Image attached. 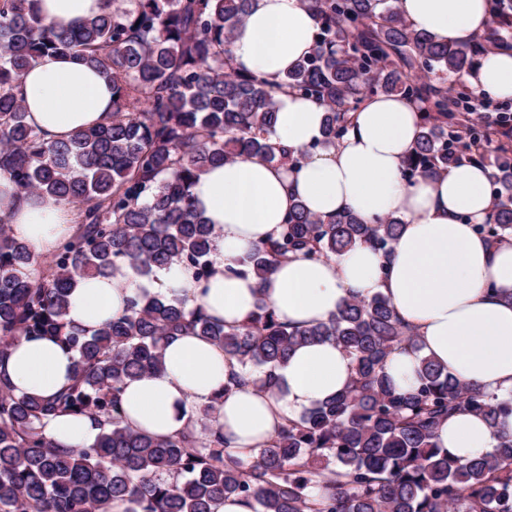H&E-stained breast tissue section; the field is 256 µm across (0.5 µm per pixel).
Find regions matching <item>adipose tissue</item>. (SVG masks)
<instances>
[{
	"mask_svg": "<svg viewBox=\"0 0 512 512\" xmlns=\"http://www.w3.org/2000/svg\"><path fill=\"white\" fill-rule=\"evenodd\" d=\"M106 6V0H34L44 22L58 26L81 22ZM398 7L416 30L458 46L469 45L491 21L489 0H398ZM317 24L300 0H252L231 43L237 67L275 86L271 143L311 155L295 169L249 158L200 175L192 193L217 231L209 280L197 282L181 266L157 269L148 280L122 264L78 279L69 294V320L91 334L122 315L129 297L162 294L202 306L228 328L248 320L262 298L280 321L306 327L333 317L349 298L381 294L419 341L387 361L398 391L417 385L419 360L429 357L488 393L512 394V242L494 245L474 231L493 209L487 169L465 162L438 176L406 180L404 161L419 135L420 114L417 105L395 95L366 98L350 132L322 147V102L279 87L314 51ZM468 82L512 99V52L485 55ZM19 95L28 123L48 141L69 139L112 111L111 83L74 57L38 58L22 76ZM299 202L325 219L350 212L372 224L395 216L403 227L386 254L362 244L330 260L290 257L262 281L243 273L255 247L278 236ZM78 219L74 208L20 195L0 171V221L35 253H52L73 234ZM75 363V353L51 340L24 339L0 360V385L18 395L49 397L71 381ZM238 368L200 336L170 338L163 371L126 383L123 419L136 430L170 436L187 427L193 405L209 403L220 392L217 420L225 437L232 448L254 453L285 419L340 393L352 375L350 358L329 339L291 352L276 371V397L250 387L224 391ZM500 429L512 432V416L494 428L479 415L461 412L441 426L438 446L466 461L494 448ZM45 433L54 444L75 447L93 443L99 428L89 417L60 415Z\"/></svg>",
	"mask_w": 512,
	"mask_h": 512,
	"instance_id": "ef3b65f1",
	"label": "adipose tissue"
}]
</instances>
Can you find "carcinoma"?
<instances>
[{
    "instance_id": "obj_1",
    "label": "carcinoma",
    "mask_w": 512,
    "mask_h": 512,
    "mask_svg": "<svg viewBox=\"0 0 512 512\" xmlns=\"http://www.w3.org/2000/svg\"><path fill=\"white\" fill-rule=\"evenodd\" d=\"M109 2L112 9L62 27L45 24L33 0H0V170L20 192L75 205L81 217L46 270L0 225V359L22 337L51 338L77 354L72 382L50 398L0 387V512H215L230 497L253 502V512H512V433L497 432L492 452L464 463L436 443L454 414L495 425L512 413V398L474 388L429 357L418 385L396 391L387 360L415 339L381 294L349 299L305 328L288 327L262 298L231 328L184 300L155 296L127 300L123 315L90 336L67 319L77 278L119 264L141 276L172 264L202 281L213 274L216 232L190 193L208 167L250 157L296 167L310 155L269 142L270 85L235 66L227 49L251 0ZM303 2L318 19L316 49L281 86L325 103L323 144L348 133L367 96L413 101L421 125L404 174L436 176L493 151L494 208L473 228L493 244L512 240V149L492 146L490 133L494 126L512 138V105L480 121L486 97L463 81L477 57L512 50V0H490L489 27L466 47L414 29L397 0ZM50 52L96 69L116 96L105 122L54 142L26 122L17 93L24 71ZM401 227L394 216L326 221L298 204L247 271L262 280L293 254L328 260L360 244L386 254ZM185 331L240 364L226 392L275 394V370L290 352L324 339L347 353L353 373L343 392L286 420L256 456L230 448L213 424L214 402L170 437L124 425L126 382L161 371L167 339ZM61 414L89 416L102 431L82 448L55 445L45 427Z\"/></svg>"
}]
</instances>
